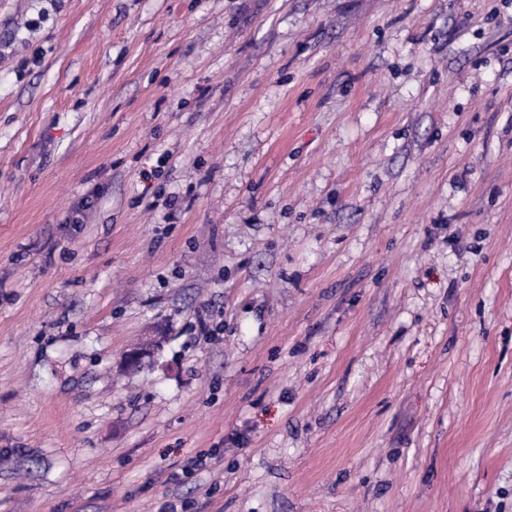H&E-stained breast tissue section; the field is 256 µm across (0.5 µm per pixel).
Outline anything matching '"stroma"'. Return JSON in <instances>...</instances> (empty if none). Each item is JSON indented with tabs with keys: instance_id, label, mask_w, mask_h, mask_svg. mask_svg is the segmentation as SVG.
Masks as SVG:
<instances>
[{
	"instance_id": "obj_1",
	"label": "stroma",
	"mask_w": 512,
	"mask_h": 512,
	"mask_svg": "<svg viewBox=\"0 0 512 512\" xmlns=\"http://www.w3.org/2000/svg\"><path fill=\"white\" fill-rule=\"evenodd\" d=\"M0 512H512V0H0Z\"/></svg>"
}]
</instances>
